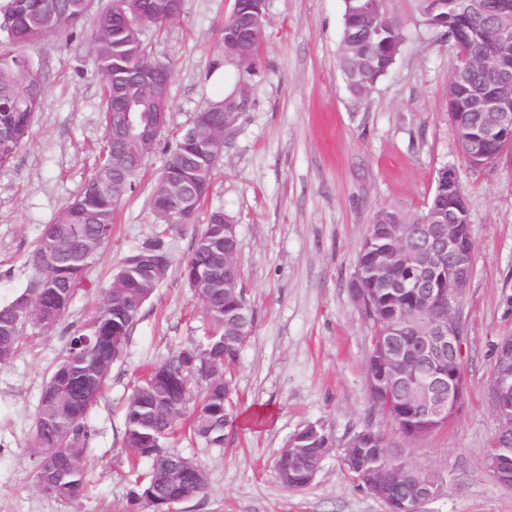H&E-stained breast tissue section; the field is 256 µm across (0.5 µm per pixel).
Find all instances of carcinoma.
I'll use <instances>...</instances> for the list:
<instances>
[{
  "label": "carcinoma",
  "mask_w": 512,
  "mask_h": 512,
  "mask_svg": "<svg viewBox=\"0 0 512 512\" xmlns=\"http://www.w3.org/2000/svg\"><path fill=\"white\" fill-rule=\"evenodd\" d=\"M423 3V13L431 11L439 19L434 27L444 31L460 58L449 80L458 96L448 104V122L457 137H475V146L495 160L512 147V137L492 142L480 138L486 118L475 102L465 103L467 93L495 90L487 86L485 72L476 61L495 54L496 47L472 35L495 14L456 11L447 0L438 6L430 0ZM362 6L360 0H344L341 43L345 51L339 56L345 84L356 96L365 94V89L388 72L392 52L404 39L400 19H372ZM93 7L94 0H8L0 8V167L11 162L23 144L44 95L45 76L33 64L26 47L64 31L76 32ZM181 8V0H112L108 8L96 13L90 39L94 65L104 81V157L79 196L45 226L31 255L37 276L30 288L0 305V365L13 359L26 324L47 333L62 321L83 283L84 272L112 236L118 203L132 190L154 154L145 145L134 157L125 145L112 141V129L122 124L123 118L116 98L127 88L141 95L144 111L155 112L160 106L169 109L171 70L151 59L143 30L147 26L160 28L176 19ZM219 42L224 62L236 65V89L250 74V67L238 61L256 58L261 39L248 23L230 17L224 20ZM147 75L163 84L156 96L146 88ZM214 105L212 101L201 106L198 123L164 153L150 199L159 224L195 223L210 193L216 168L210 133L221 124L220 113L211 111ZM185 188L193 190L194 207L187 215L174 217L164 203L176 190ZM226 221L234 223L224 211H210L201 237L181 266L183 279L199 275L204 280L198 299L208 318L210 335L201 344L178 347L150 366L126 402L124 444L131 450L129 472L136 477V500L151 512L166 508L164 501L178 496L182 486L198 487L203 492L207 488L200 470L184 471L175 482L160 480L172 458L179 455L168 447L176 429L186 427L190 436L205 446L222 448L226 430L233 424L231 388L224 380V368L214 374L209 363L223 361L229 365L234 361L252 332L253 313L241 286L239 265L224 268V252L236 253L239 247L238 239L224 237ZM416 224L427 225L433 237L450 224H462L466 245L472 247L467 200L458 199L454 206H448V167L437 171L424 210L409 214L387 207L376 214L360 243L356 269L368 272L387 256L410 248L411 240H399L396 227L410 230ZM156 257L166 258L159 275L135 263L139 258ZM170 267L169 254L159 239L133 251L116 271L120 286L108 288L92 320L69 337L43 385L27 443V451L36 462L35 489L48 486L49 496L63 503L85 496L87 479L81 460L89 439L88 416L106 387L112 365L126 348L140 308L167 278ZM408 276L404 265L394 263L385 268L381 278L364 277L363 287L371 304L367 317L371 340H380L388 335V328L398 324L409 343L434 313L426 300L400 295L393 288ZM369 396L407 441L418 440L447 424L412 407V393L406 385L394 384L385 392L371 391ZM399 454L394 442L380 435L378 447L357 453L359 467L351 470L353 479H358L361 471L395 463ZM144 459L150 461V468L142 473L140 463Z\"/></svg>",
  "instance_id": "1"
}]
</instances>
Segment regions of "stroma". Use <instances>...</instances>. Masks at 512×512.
Instances as JSON below:
<instances>
[{"mask_svg": "<svg viewBox=\"0 0 512 512\" xmlns=\"http://www.w3.org/2000/svg\"><path fill=\"white\" fill-rule=\"evenodd\" d=\"M421 4L387 0V12L404 23V44L388 73L356 97L338 67L343 0H266L267 26L248 78L253 105L224 145L204 204L238 224L242 286L254 315L226 375L238 418L220 448L175 436V448L198 460L208 482L207 494L175 512H388L356 487L337 456L298 489L285 487L274 465L311 423L324 424L340 449L368 424L400 441L395 423L369 399V325L349 288L377 211H421L445 165L467 197L473 241L471 277L457 305L466 391L453 420L411 442L409 458L444 480L423 512H512V485L483 463L498 432L488 401L496 345L512 336V150L478 169L464 162L446 115L456 50L426 25ZM231 9L232 0H182L178 18L144 32L151 58L172 69L162 149L191 126L205 101L220 97L210 81L216 69L234 81L236 69L216 44ZM28 53L49 77L24 144L0 167L2 305L29 287V258L43 228L79 194L105 144L103 80L87 49L64 35L32 44ZM162 159L158 153L148 160L122 200L111 240L58 327L42 333L25 326L16 356L0 366V512H148L135 502L128 474L125 403L146 365L209 330L181 276L195 229L167 230L151 211ZM158 237L171 258L169 275L142 306L88 421L91 493L67 504L46 497L32 487L36 463L26 449L42 386L126 256ZM251 410L265 411L268 422L246 426L242 417Z\"/></svg>", "mask_w": 512, "mask_h": 512, "instance_id": "1", "label": "stroma"}]
</instances>
